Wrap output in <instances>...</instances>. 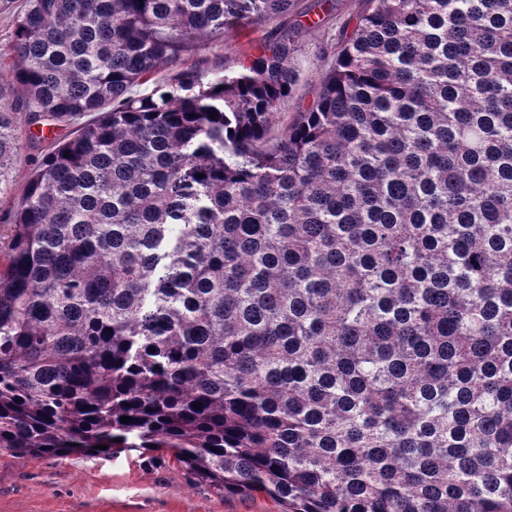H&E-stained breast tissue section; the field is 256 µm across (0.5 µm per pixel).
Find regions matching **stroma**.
I'll return each mask as SVG.
<instances>
[{
	"mask_svg": "<svg viewBox=\"0 0 512 512\" xmlns=\"http://www.w3.org/2000/svg\"><path fill=\"white\" fill-rule=\"evenodd\" d=\"M335 8L322 28H292L288 37L300 48L294 60L299 74L288 101L278 112V126H285L299 108L315 99L316 73L329 66L327 43L336 42L344 21L356 20L364 0H334ZM266 28L246 26L207 40L195 58L205 74L235 68L239 58L263 42ZM77 121H44L27 125L16 113L18 161L0 180V231L9 211L22 202L31 173L56 141L68 137ZM278 505L263 495H216L192 484L173 462L151 456L120 454L112 457H72L67 460L19 458L0 451V512H278Z\"/></svg>",
	"mask_w": 512,
	"mask_h": 512,
	"instance_id": "1",
	"label": "stroma"
}]
</instances>
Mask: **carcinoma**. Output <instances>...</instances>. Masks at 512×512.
Returning a JSON list of instances; mask_svg holds the SVG:
<instances>
[{
  "mask_svg": "<svg viewBox=\"0 0 512 512\" xmlns=\"http://www.w3.org/2000/svg\"><path fill=\"white\" fill-rule=\"evenodd\" d=\"M364 3L274 135L279 29L174 67L324 4L28 0L0 181L17 108L91 119L0 250L1 449L162 451L282 512H512V0ZM271 27L273 25L264 27L249 25L238 31L224 34L223 39H209L197 56L185 60L184 67L196 62L199 69L209 78L216 69L224 71V65L226 68L234 69L239 58L254 52L255 48L263 42Z\"/></svg>",
  "mask_w": 512,
  "mask_h": 512,
  "instance_id": "obj_1",
  "label": "carcinoma"
}]
</instances>
